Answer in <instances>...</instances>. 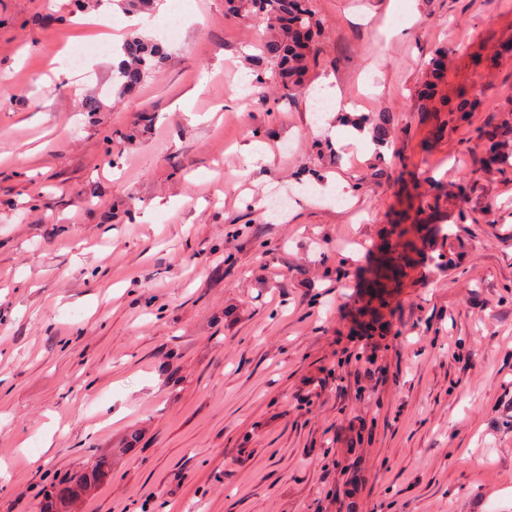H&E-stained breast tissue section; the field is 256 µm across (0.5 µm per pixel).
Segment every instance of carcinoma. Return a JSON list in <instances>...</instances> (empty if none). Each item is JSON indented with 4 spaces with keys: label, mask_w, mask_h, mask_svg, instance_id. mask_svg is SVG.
<instances>
[{
    "label": "carcinoma",
    "mask_w": 512,
    "mask_h": 512,
    "mask_svg": "<svg viewBox=\"0 0 512 512\" xmlns=\"http://www.w3.org/2000/svg\"><path fill=\"white\" fill-rule=\"evenodd\" d=\"M228 14L249 20L258 19L266 25V36L260 39L264 55L275 64L274 76L287 91L305 83L313 57V35L319 26L310 0H225ZM125 59L117 67V78L124 89L135 88L151 71L166 63L164 51L134 33L123 45ZM448 50L440 49L430 61V75L422 97L432 99L439 93L444 78V60ZM509 124L501 134L487 133L480 162L499 173L512 171V144ZM112 477V459L97 455L80 472L56 480L44 491L43 512H74L77 503L91 489Z\"/></svg>",
    "instance_id": "cac0c4a2"
}]
</instances>
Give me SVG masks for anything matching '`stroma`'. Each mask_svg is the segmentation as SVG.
<instances>
[{"mask_svg": "<svg viewBox=\"0 0 512 512\" xmlns=\"http://www.w3.org/2000/svg\"><path fill=\"white\" fill-rule=\"evenodd\" d=\"M160 2L124 92L112 47L52 66L126 0H0V512L114 448L80 512H512V0H312L318 116L224 0ZM442 47L469 122L418 102ZM123 53L126 57H116L117 78L121 81L123 89L131 90L144 79L150 71L160 70L166 63L167 56L156 45L148 43L139 34H132L123 45ZM511 130V131H510ZM512 133L509 124L502 126L500 139L495 133H487L484 136V146L480 162L487 169L496 170L499 173L512 171V149L507 139L509 133ZM503 137L504 139H501Z\"/></svg>", "mask_w": 512, "mask_h": 512, "instance_id": "35a3bbf8", "label": "stroma"}]
</instances>
